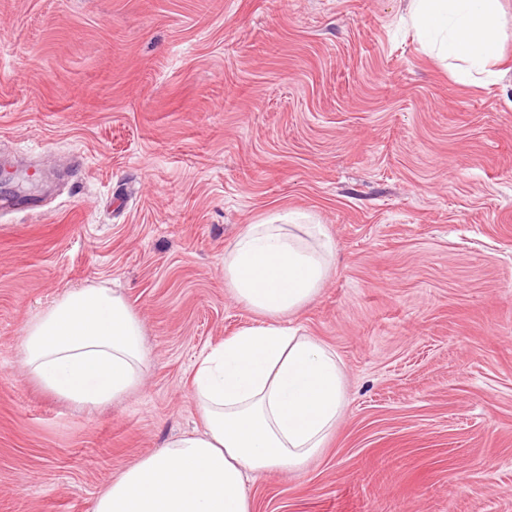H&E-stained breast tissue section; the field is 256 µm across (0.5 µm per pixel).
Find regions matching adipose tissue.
I'll return each instance as SVG.
<instances>
[{
  "mask_svg": "<svg viewBox=\"0 0 512 512\" xmlns=\"http://www.w3.org/2000/svg\"><path fill=\"white\" fill-rule=\"evenodd\" d=\"M498 3L411 0L409 19L425 49L461 61L468 78L499 57ZM334 251L308 214L246 225L224 251V280L262 324L226 338L197 366L203 431L141 457L92 512H250V476L299 472L321 453L345 404L343 370L335 352L284 321L317 296ZM22 353L39 385L88 409L136 390L148 366L140 319L103 285L70 291L30 320Z\"/></svg>",
  "mask_w": 512,
  "mask_h": 512,
  "instance_id": "1",
  "label": "adipose tissue"
}]
</instances>
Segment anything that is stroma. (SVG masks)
Here are the masks:
<instances>
[{
  "instance_id": "1",
  "label": "stroma",
  "mask_w": 512,
  "mask_h": 512,
  "mask_svg": "<svg viewBox=\"0 0 512 512\" xmlns=\"http://www.w3.org/2000/svg\"><path fill=\"white\" fill-rule=\"evenodd\" d=\"M500 78L426 52L410 0H0V512H92L203 429L201 359L261 318L224 281L248 224L303 211L336 245L288 323L346 404L251 512H512V0ZM47 152L78 170L26 175ZM119 289L149 368L94 412L42 389L24 326Z\"/></svg>"
}]
</instances>
